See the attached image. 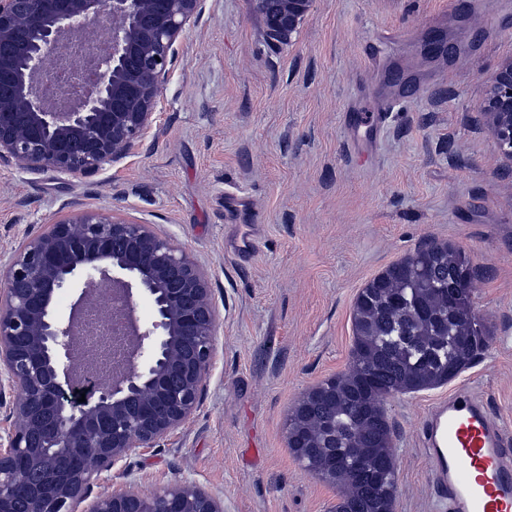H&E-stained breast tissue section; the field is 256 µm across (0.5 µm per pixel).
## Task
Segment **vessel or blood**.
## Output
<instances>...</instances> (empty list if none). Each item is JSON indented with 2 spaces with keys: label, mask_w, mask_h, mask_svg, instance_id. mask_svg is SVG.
<instances>
[{
  "label": "vessel or blood",
  "mask_w": 512,
  "mask_h": 512,
  "mask_svg": "<svg viewBox=\"0 0 512 512\" xmlns=\"http://www.w3.org/2000/svg\"><path fill=\"white\" fill-rule=\"evenodd\" d=\"M445 71L394 85L386 96L349 101L344 126L348 153L372 155L395 108L446 83ZM437 504L443 512H512V431L488 402L466 388L431 403L420 421Z\"/></svg>",
  "instance_id": "b4317fda"
}]
</instances>
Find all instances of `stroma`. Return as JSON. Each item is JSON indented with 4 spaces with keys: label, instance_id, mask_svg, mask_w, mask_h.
<instances>
[{
    "label": "stroma",
    "instance_id": "obj_1",
    "mask_svg": "<svg viewBox=\"0 0 512 512\" xmlns=\"http://www.w3.org/2000/svg\"><path fill=\"white\" fill-rule=\"evenodd\" d=\"M447 12L456 49L424 54L423 36L379 35ZM512 0H313L291 44L266 41L251 0H208L181 44L154 134L93 177L0 166V265L72 206L150 224L205 269L218 360L194 417L127 464L157 490L192 479L224 512H329L335 487L288 446L302 395L344 372L359 291L422 243L460 249L487 351L445 385L386 403L398 467L395 512H437L418 422L428 405L470 387L512 423V172L478 110L483 79L512 50ZM446 85L397 107L373 167L352 163L342 107L385 82L370 57ZM249 199L262 230L251 262L224 253V191Z\"/></svg>",
    "mask_w": 512,
    "mask_h": 512
}]
</instances>
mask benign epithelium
<instances>
[{"mask_svg":"<svg viewBox=\"0 0 512 512\" xmlns=\"http://www.w3.org/2000/svg\"><path fill=\"white\" fill-rule=\"evenodd\" d=\"M207 0H0V165L89 177L126 158L157 122L186 31ZM266 38L288 44L299 20L288 0H256ZM77 29L103 30L91 91L72 104L44 95L47 60ZM80 288L118 295L117 322L137 300L154 309L136 356L84 402L76 378L91 371L73 348ZM209 274L151 225L76 209L27 239L0 271V512H76L94 483L124 481L88 512H224V500L184 479L144 492L127 459L157 448L198 410L218 354Z\"/></svg>","mask_w":512,"mask_h":512,"instance_id":"7a95c632","label":"benign epithelium"}]
</instances>
